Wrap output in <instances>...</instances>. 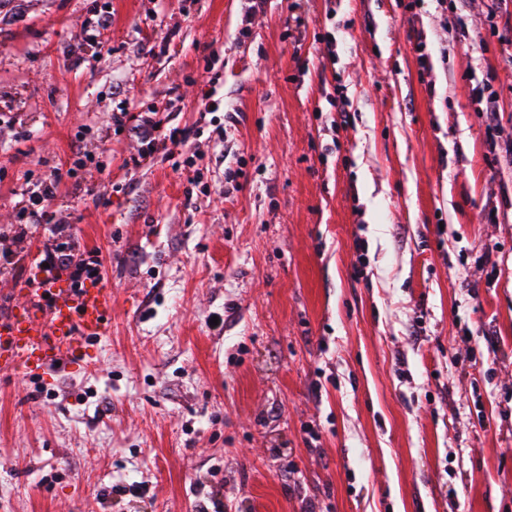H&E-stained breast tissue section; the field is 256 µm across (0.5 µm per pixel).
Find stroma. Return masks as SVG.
<instances>
[{"mask_svg": "<svg viewBox=\"0 0 512 512\" xmlns=\"http://www.w3.org/2000/svg\"><path fill=\"white\" fill-rule=\"evenodd\" d=\"M445 4L0 0V229L65 172L112 290L78 361L0 374V512H512V26ZM122 95L238 113L192 141L210 193L177 151L125 167Z\"/></svg>", "mask_w": 512, "mask_h": 512, "instance_id": "35a3bbf8", "label": "stroma"}]
</instances>
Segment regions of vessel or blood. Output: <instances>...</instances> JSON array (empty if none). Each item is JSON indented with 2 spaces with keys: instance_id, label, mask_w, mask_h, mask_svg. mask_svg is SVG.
<instances>
[{
  "instance_id": "obj_1",
  "label": "vessel or blood",
  "mask_w": 512,
  "mask_h": 512,
  "mask_svg": "<svg viewBox=\"0 0 512 512\" xmlns=\"http://www.w3.org/2000/svg\"><path fill=\"white\" fill-rule=\"evenodd\" d=\"M41 293L50 306H29L22 317L0 321V371L21 367L37 370L52 362L67 361L85 341L104 336L112 315V292L96 287L61 290L43 284Z\"/></svg>"
}]
</instances>
